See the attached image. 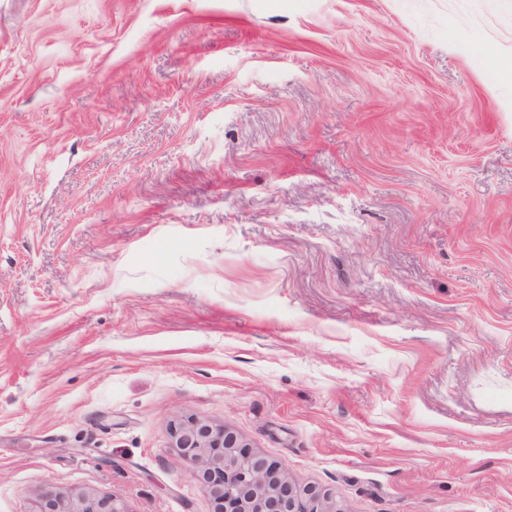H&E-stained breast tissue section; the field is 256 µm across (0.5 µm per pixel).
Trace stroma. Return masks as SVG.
Wrapping results in <instances>:
<instances>
[{"mask_svg": "<svg viewBox=\"0 0 512 512\" xmlns=\"http://www.w3.org/2000/svg\"><path fill=\"white\" fill-rule=\"evenodd\" d=\"M512 0H0V512H213L230 425L338 512H512ZM40 512H128L113 496L93 492H47L42 496Z\"/></svg>", "mask_w": 512, "mask_h": 512, "instance_id": "obj_1", "label": "stroma"}]
</instances>
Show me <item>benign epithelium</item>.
<instances>
[{"mask_svg":"<svg viewBox=\"0 0 512 512\" xmlns=\"http://www.w3.org/2000/svg\"><path fill=\"white\" fill-rule=\"evenodd\" d=\"M189 474L215 505V512H336L329 496L296 486L286 467L248 449L229 426L199 420L173 433ZM40 512H127L113 496L93 492H47Z\"/></svg>","mask_w":512,"mask_h":512,"instance_id":"benign-epithelium-1","label":"benign epithelium"}]
</instances>
